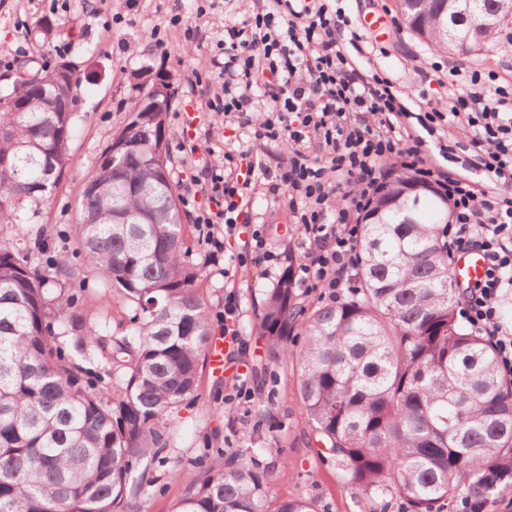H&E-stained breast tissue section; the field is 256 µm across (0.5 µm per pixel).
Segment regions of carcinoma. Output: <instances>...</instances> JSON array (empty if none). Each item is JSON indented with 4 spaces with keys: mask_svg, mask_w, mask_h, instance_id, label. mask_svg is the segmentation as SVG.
<instances>
[{
    "mask_svg": "<svg viewBox=\"0 0 512 512\" xmlns=\"http://www.w3.org/2000/svg\"><path fill=\"white\" fill-rule=\"evenodd\" d=\"M410 30L436 47L483 50L500 33L502 0H460L464 40L434 5L397 0ZM43 66L0 91L26 100L0 109V226L29 224L70 163L71 116L45 111L41 93L73 96ZM167 113L122 129L125 148L87 175L77 253L134 307L128 336L88 326L75 294L55 288L75 272L47 254L0 240V512H135L130 475L166 447L169 418L197 389L207 361L209 304L188 260L182 198L159 154ZM450 204L409 171L383 182L358 244L360 288L304 314L291 274L257 316L270 358L298 367V392L341 470L365 491L394 493L408 512H441L464 497L471 512H512V374L495 347L460 321L448 245ZM109 354L121 384L107 394L89 368ZM174 512H315L273 499L258 465L229 466L218 448Z\"/></svg>",
    "mask_w": 512,
    "mask_h": 512,
    "instance_id": "carcinoma-1",
    "label": "carcinoma"
}]
</instances>
